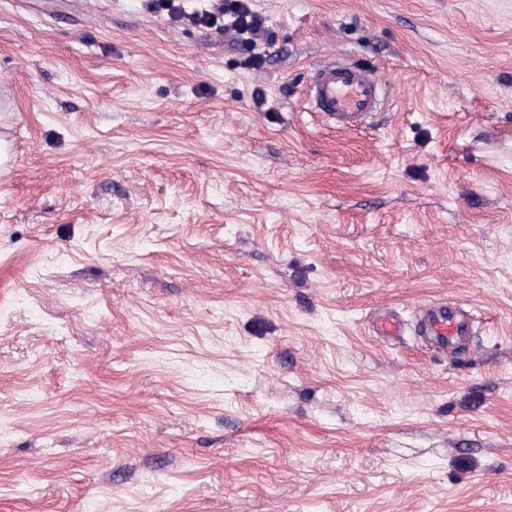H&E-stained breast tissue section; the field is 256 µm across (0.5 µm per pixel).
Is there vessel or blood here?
<instances>
[{
    "instance_id": "1",
    "label": "vessel or blood",
    "mask_w": 512,
    "mask_h": 512,
    "mask_svg": "<svg viewBox=\"0 0 512 512\" xmlns=\"http://www.w3.org/2000/svg\"><path fill=\"white\" fill-rule=\"evenodd\" d=\"M309 100L314 111L350 128L377 110L380 82L373 72L363 67L327 61L315 72ZM474 324L471 311L453 303L431 305L421 318L425 343L443 353L456 351L466 344L473 334Z\"/></svg>"
}]
</instances>
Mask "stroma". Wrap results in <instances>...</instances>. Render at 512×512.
Returning <instances> with one entry per match:
<instances>
[{
	"label": "stroma",
	"instance_id": "35a3bbf8",
	"mask_svg": "<svg viewBox=\"0 0 512 512\" xmlns=\"http://www.w3.org/2000/svg\"><path fill=\"white\" fill-rule=\"evenodd\" d=\"M249 5L0 0V512H512V0ZM218 11L224 17V35L231 37L242 44L251 43L259 35L265 34L264 22L254 13L248 1L221 0ZM309 100L314 112L351 129L377 110L380 82L364 67L326 61L315 72ZM474 316L464 307L434 304L423 311L421 330L433 350L454 352L468 342L474 330Z\"/></svg>",
	"mask_w": 512,
	"mask_h": 512
}]
</instances>
